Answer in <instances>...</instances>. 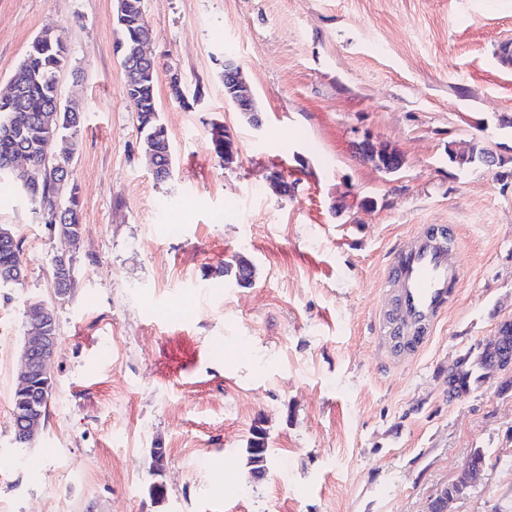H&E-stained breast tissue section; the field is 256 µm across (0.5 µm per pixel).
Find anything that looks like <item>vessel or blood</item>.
<instances>
[{
  "instance_id": "obj_1",
  "label": "vessel or blood",
  "mask_w": 512,
  "mask_h": 512,
  "mask_svg": "<svg viewBox=\"0 0 512 512\" xmlns=\"http://www.w3.org/2000/svg\"><path fill=\"white\" fill-rule=\"evenodd\" d=\"M461 279L455 226L413 235L392 250L385 298L375 316L377 339L388 358L406 361L423 353L448 312ZM492 368L484 344H473L459 353L457 398L485 389Z\"/></svg>"
}]
</instances>
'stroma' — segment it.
<instances>
[{
	"label": "stroma",
	"mask_w": 512,
	"mask_h": 512,
	"mask_svg": "<svg viewBox=\"0 0 512 512\" xmlns=\"http://www.w3.org/2000/svg\"><path fill=\"white\" fill-rule=\"evenodd\" d=\"M116 0H0V91L51 29L70 66L63 101L85 114L72 168L84 234L76 285L54 293L57 238L0 181V225L27 277L0 288V512H426L483 449L480 485L456 512H512V370L455 399L458 351L512 319V0H144L172 178L141 148L114 52ZM249 82L259 124L224 102L222 63ZM179 73L202 96L172 99ZM237 154L222 165L212 123ZM396 146L388 174L355 131ZM501 163L458 171L449 142ZM284 172L290 190L269 186ZM454 224L462 280L424 353L394 363L373 323L389 251ZM255 266L224 284L225 259ZM53 307L59 343L50 416L17 447L11 403L27 301ZM268 433L255 478L250 431ZM162 448L161 476L150 451ZM163 502L149 494L154 479ZM224 283L240 288H248L252 285L255 275L253 263L243 254H235L224 263ZM246 277L240 279V275Z\"/></svg>",
	"instance_id": "obj_1"
}]
</instances>
